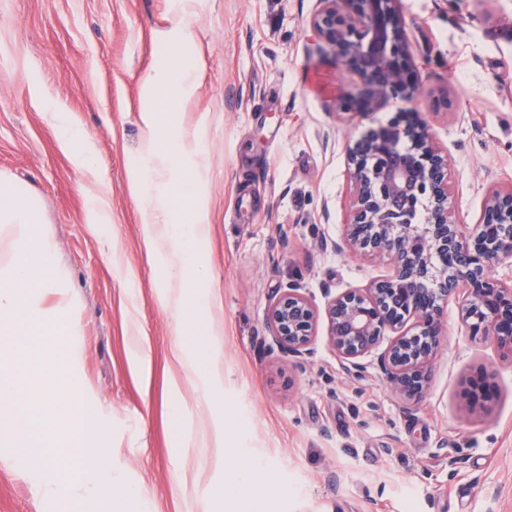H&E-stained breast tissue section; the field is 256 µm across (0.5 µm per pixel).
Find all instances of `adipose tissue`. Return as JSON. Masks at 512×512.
<instances>
[{"mask_svg":"<svg viewBox=\"0 0 512 512\" xmlns=\"http://www.w3.org/2000/svg\"><path fill=\"white\" fill-rule=\"evenodd\" d=\"M196 73L180 65L172 52L160 55L141 83L142 144L128 168L129 187L141 202L144 243L162 269L159 301L171 318L172 357L183 375L191 378L200 406L211 407L224 385L220 364L203 368L192 346L193 337L208 330L210 286L203 276L201 254L209 235V221L202 202L205 147L200 133H187L171 121L174 106L191 99ZM195 318H187L186 305ZM177 447L180 455L195 451L197 468H227L229 475L215 485L212 498L218 512L233 506L239 489L250 490L258 512H276L269 489L277 481L273 470L259 469L244 459L224 462V428L179 416Z\"/></svg>","mask_w":512,"mask_h":512,"instance_id":"ef3b65f1","label":"adipose tissue"}]
</instances>
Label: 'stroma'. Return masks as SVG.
<instances>
[{"label":"stroma","mask_w":512,"mask_h":512,"mask_svg":"<svg viewBox=\"0 0 512 512\" xmlns=\"http://www.w3.org/2000/svg\"><path fill=\"white\" fill-rule=\"evenodd\" d=\"M174 0H0V174L40 202L72 329L49 348L71 355L72 384L107 427L129 512H211L212 470L181 461L168 386L179 377L157 299L160 267L143 243L127 182L140 151V80L165 46ZM317 0H198L182 59L197 90L180 112L208 156L203 270L213 323L203 361L224 363V455L272 468L279 512H512V354L469 334L460 302L423 394L382 380L376 355L348 373L325 335L303 362L264 350L268 299L298 280L361 289L389 270L334 250L347 223L346 146L397 109L336 111L359 76L309 26ZM421 93L403 107L448 153L455 218L478 219L486 192L512 187V0H402ZM447 96L450 107L433 101ZM58 103L86 132L97 178L83 182L57 127ZM109 192L110 224L90 230L88 197ZM117 250L118 261L107 257ZM139 349L145 363L130 356ZM464 460L448 469V454ZM0 447V512H64Z\"/></svg>","instance_id":"35a3bbf8"}]
</instances>
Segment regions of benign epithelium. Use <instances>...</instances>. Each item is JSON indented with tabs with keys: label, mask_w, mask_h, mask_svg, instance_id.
Wrapping results in <instances>:
<instances>
[{
	"label": "benign epithelium",
	"mask_w": 512,
	"mask_h": 512,
	"mask_svg": "<svg viewBox=\"0 0 512 512\" xmlns=\"http://www.w3.org/2000/svg\"><path fill=\"white\" fill-rule=\"evenodd\" d=\"M310 27L362 79L356 96L338 99L339 111L377 112L419 93L401 0H319ZM346 156L352 205L342 243L388 259L391 270L360 290L323 289L322 310L298 282L275 289L263 347L302 360L313 354L324 319L329 345L360 377L361 359L389 335L378 368L395 393L415 398L442 337V304L460 296L469 332L495 336L512 351V282L490 274L492 264L512 257V189L489 192L467 232L452 218L448 154L425 128L389 119L364 131Z\"/></svg>",
	"instance_id": "1"
}]
</instances>
